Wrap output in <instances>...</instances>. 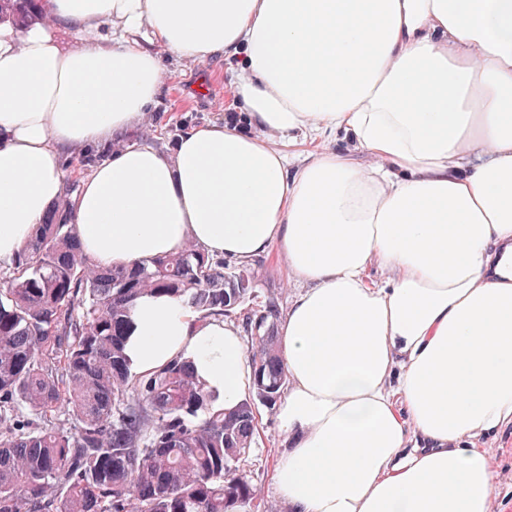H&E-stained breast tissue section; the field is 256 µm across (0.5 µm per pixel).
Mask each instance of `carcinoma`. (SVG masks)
<instances>
[{"label": "carcinoma", "instance_id": "carcinoma-1", "mask_svg": "<svg viewBox=\"0 0 512 512\" xmlns=\"http://www.w3.org/2000/svg\"><path fill=\"white\" fill-rule=\"evenodd\" d=\"M41 0H0V18L43 19ZM255 270L194 244L127 267L83 257L65 201L36 227L0 288V512H243L255 489L238 474L256 432L258 406L285 384L276 297L255 295ZM148 292L185 298L202 316H226L243 296L251 336L252 390L214 409L192 365L175 358L131 371L129 314ZM24 405L67 410L71 430L12 418Z\"/></svg>", "mask_w": 512, "mask_h": 512}]
</instances>
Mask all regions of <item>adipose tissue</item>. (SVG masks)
Listing matches in <instances>:
<instances>
[{
	"instance_id": "obj_1",
	"label": "adipose tissue",
	"mask_w": 512,
	"mask_h": 512,
	"mask_svg": "<svg viewBox=\"0 0 512 512\" xmlns=\"http://www.w3.org/2000/svg\"><path fill=\"white\" fill-rule=\"evenodd\" d=\"M0 23V262L68 197L92 264L194 242L248 264L278 248L304 289L279 326L290 512H494L478 439L512 425V0H44ZM236 63L234 103L174 153L133 144L65 195L66 154L129 133L164 81L155 46ZM346 134L381 159L292 163L284 139ZM394 277L367 282L372 263ZM133 372L192 360L230 408L241 329L142 297Z\"/></svg>"
}]
</instances>
